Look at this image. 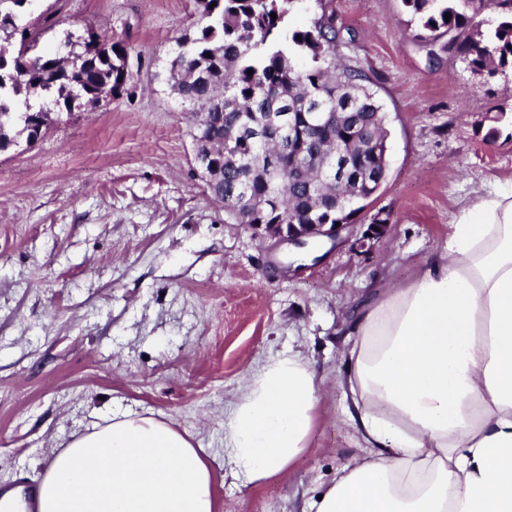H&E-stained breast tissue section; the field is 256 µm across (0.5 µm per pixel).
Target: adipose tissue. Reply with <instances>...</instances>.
I'll return each mask as SVG.
<instances>
[{"instance_id":"obj_1","label":"adipose tissue","mask_w":512,"mask_h":512,"mask_svg":"<svg viewBox=\"0 0 512 512\" xmlns=\"http://www.w3.org/2000/svg\"><path fill=\"white\" fill-rule=\"evenodd\" d=\"M347 380L369 445L308 512H512V190L462 205L438 254L359 320ZM320 381L298 352L251 373L224 421V458L249 483L306 450ZM39 512H218L189 434L112 416L48 461Z\"/></svg>"}]
</instances>
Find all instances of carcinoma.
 <instances>
[{"label": "carcinoma", "instance_id": "obj_1", "mask_svg": "<svg viewBox=\"0 0 512 512\" xmlns=\"http://www.w3.org/2000/svg\"><path fill=\"white\" fill-rule=\"evenodd\" d=\"M299 0H196L203 25L178 41L168 63L172 90L196 113L194 153L210 156L223 180L206 188L226 224H336L366 206H319L318 199L371 196L382 173L387 126L383 104L363 72L337 62L336 15L302 29L288 17ZM417 23L416 38L452 35L448 57L471 69L512 73V0H401ZM26 0H0V151L26 134L44 137L58 115L117 96L128 80V46L94 28L67 35L66 55L38 49L39 31L24 24ZM277 18H271V14ZM450 19H445V15ZM253 74H248V70ZM304 112H333L331 125L307 129ZM261 126L278 180L258 158L251 130ZM342 151L355 181L307 183L329 155Z\"/></svg>", "mask_w": 512, "mask_h": 512}]
</instances>
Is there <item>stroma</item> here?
<instances>
[{"instance_id":"35a3bbf8","label":"stroma","mask_w":512,"mask_h":512,"mask_svg":"<svg viewBox=\"0 0 512 512\" xmlns=\"http://www.w3.org/2000/svg\"><path fill=\"white\" fill-rule=\"evenodd\" d=\"M336 14L340 54L372 80L389 121V170L366 224L296 260L228 224L195 172L193 117L167 82L194 0H37L39 43L92 26L132 48L130 80L97 108L0 152V493L37 486L71 435L110 415L188 432L212 468L219 512H305L362 457L345 383L355 324L407 287L477 189L512 190V77L484 82L414 36L401 0H302L294 28ZM293 351L322 385L304 454L249 484L224 463V420L251 372Z\"/></svg>"}]
</instances>
